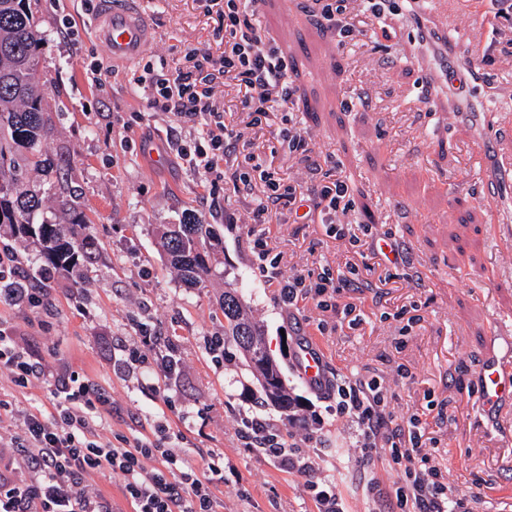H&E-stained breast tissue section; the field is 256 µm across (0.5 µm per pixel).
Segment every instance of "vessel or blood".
I'll use <instances>...</instances> for the list:
<instances>
[{
	"label": "vessel or blood",
	"instance_id": "vessel-or-blood-1",
	"mask_svg": "<svg viewBox=\"0 0 512 512\" xmlns=\"http://www.w3.org/2000/svg\"><path fill=\"white\" fill-rule=\"evenodd\" d=\"M90 29L105 45L110 59L123 63L138 58L152 36L137 0H97ZM487 344L488 352L477 375V395L484 415L495 419L512 408V375L504 371L505 364L512 362V327H494ZM297 369L308 386L318 385L325 376L322 350L314 345L300 347Z\"/></svg>",
	"mask_w": 512,
	"mask_h": 512
}]
</instances>
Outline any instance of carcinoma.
<instances>
[{"label":"carcinoma","mask_w":512,"mask_h":512,"mask_svg":"<svg viewBox=\"0 0 512 512\" xmlns=\"http://www.w3.org/2000/svg\"><path fill=\"white\" fill-rule=\"evenodd\" d=\"M27 0H0V229L11 236L28 238L40 248L38 271H66L94 241L85 216L72 209L68 222L54 223L45 216V198L60 189L54 160L44 149L48 133L45 118V84L39 70L44 36L26 5ZM41 173L37 186L29 185L26 174ZM170 264L185 284L196 286L211 273L210 249L216 234L212 225L190 217L169 224L162 233ZM224 341L247 357L253 374L263 370L248 359L250 338L264 335V326L246 313L241 303L238 280L225 283ZM260 404L271 405L287 420L294 419L298 401L281 386L277 396L260 389Z\"/></svg>","instance_id":"cac0c4a2"}]
</instances>
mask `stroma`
<instances>
[{
  "mask_svg": "<svg viewBox=\"0 0 512 512\" xmlns=\"http://www.w3.org/2000/svg\"><path fill=\"white\" fill-rule=\"evenodd\" d=\"M311 4L264 0L253 18L283 61V80L295 89L290 102L257 120L239 110L236 86H216L225 121L246 140L226 162L259 155L282 183L305 194L344 180L357 243L330 234L327 213L298 224L280 208L262 231L281 277L325 272L334 279L353 263L368 271L373 290L328 293L325 310L308 298L284 302L276 281L259 273L249 224L265 183L244 197L230 190L214 196L209 175L178 153L179 142L202 138L204 127L150 108L139 81L144 64L159 73L194 48L223 52V21L204 0H141L153 40L139 60L110 66L101 87L90 68L108 66V53L90 33L84 0H28L45 36L40 66L52 125L44 147L97 247L45 281L47 308L0 305V329L56 373L85 375L108 391L105 433L113 444L155 437L163 427L180 435L189 462L199 451H222L229 470L215 491L221 512H318L313 483L336 484L342 512H388L360 480L355 423L295 369L304 338L324 351L330 380L383 379L394 416L419 419L430 464L475 498L474 512H512V414L489 423L475 387L488 334L512 324V241L497 232L512 229V170L501 166L494 146L481 155L475 149L497 127L512 125V19L482 24L455 11L439 18L407 0H387L377 17L349 0L352 33L343 38ZM291 127L306 132L311 161L290 153ZM487 182L494 196L486 195ZM228 212L235 223H225ZM188 215L214 225L221 240L215 275L195 288L160 245L164 225ZM386 237L399 247L398 263L372 250L373 240ZM237 277L301 399L299 421L256 403L253 377L233 345L220 363L207 348L224 333L219 302L225 281ZM348 303L358 326L336 314ZM145 328L155 337L143 348L147 378L126 363ZM171 359L179 367L168 376L163 366ZM0 398L17 410L0 419L7 439L23 436L22 411L55 412L47 384L15 387L3 369ZM255 412L312 469L288 470L247 448L240 428Z\"/></svg>",
  "mask_w": 512,
  "mask_h": 512,
  "instance_id": "1",
  "label": "stroma"
}]
</instances>
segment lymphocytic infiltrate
Here are the masks:
<instances>
[{
	"instance_id": "1",
	"label": "lymphocytic infiltrate",
	"mask_w": 512,
	"mask_h": 512,
	"mask_svg": "<svg viewBox=\"0 0 512 512\" xmlns=\"http://www.w3.org/2000/svg\"><path fill=\"white\" fill-rule=\"evenodd\" d=\"M258 0H224V53L191 50L183 66L167 74L145 68L150 88V106L178 118L199 122L207 132L201 139L181 145L182 155L199 162L215 182L231 185L233 192L250 193L253 179L265 182L268 192L252 211L251 221L264 224L271 209L285 206L338 211L348 186L343 180L298 196L295 187L283 185L273 172L264 169L259 157L248 154L242 166H224L240 135L224 122V113L213 102L220 79L233 77L245 87L240 101L245 112L267 114L273 99L289 101L293 93L282 83L283 65L277 53L262 40L249 15ZM288 302L309 297L321 300L328 286L336 290L371 289L366 278L345 277L330 281L318 277L307 281L298 275L280 280ZM0 368L7 369L17 387L30 379L49 376L46 366L32 363L12 336L0 331ZM56 415L45 420L41 414L25 412V438L7 451L0 450V512H112L101 495L88 491L89 472H108L121 477L123 492L133 512H217L214 490L224 482V456L211 451L190 464L183 449L172 446L169 437L134 440L117 447L104 437V416L111 413V398L104 387L80 374L53 383ZM336 410L358 428L364 470H371L377 449L391 451L402 468L394 487L401 512H468L465 499L454 497L436 469L417 467L423 458L421 434L416 420L395 422L387 409L384 387L376 378H360L336 387ZM251 448L271 449L282 466L309 470L303 458L288 453L262 416L246 419L241 432Z\"/></svg>"
}]
</instances>
